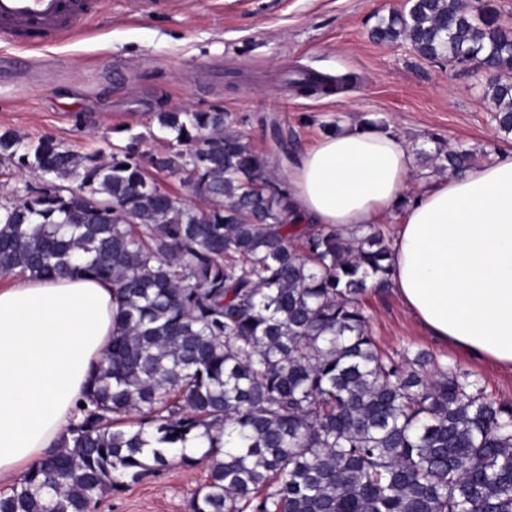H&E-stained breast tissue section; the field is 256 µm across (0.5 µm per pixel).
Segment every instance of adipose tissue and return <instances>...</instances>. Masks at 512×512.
I'll use <instances>...</instances> for the list:
<instances>
[{"label":"adipose tissue","mask_w":512,"mask_h":512,"mask_svg":"<svg viewBox=\"0 0 512 512\" xmlns=\"http://www.w3.org/2000/svg\"><path fill=\"white\" fill-rule=\"evenodd\" d=\"M405 135L346 123L296 157L292 215L353 230L392 214L390 283L456 351L512 370V150L411 187ZM110 282L8 276L0 285V483L58 446L112 341Z\"/></svg>","instance_id":"adipose-tissue-1"}]
</instances>
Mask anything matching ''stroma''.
Instances as JSON below:
<instances>
[{"instance_id": "1", "label": "stroma", "mask_w": 512, "mask_h": 512, "mask_svg": "<svg viewBox=\"0 0 512 512\" xmlns=\"http://www.w3.org/2000/svg\"><path fill=\"white\" fill-rule=\"evenodd\" d=\"M404 0H175L163 11L137 0H104L76 33L27 51L0 44V128L50 137L80 154L109 152L124 128L151 154L167 144L153 120L163 110L212 108L242 120L250 147L283 178L290 156L314 145L333 122L376 120L420 148L438 135L483 160L512 150L485 80L474 65L427 60L408 42L378 43L369 32ZM309 71L355 74L329 97L297 95ZM365 313L390 352L425 351L471 374L487 394L512 403V371L438 342L393 289L368 292ZM168 468L106 494L98 512H192L205 465Z\"/></svg>"}]
</instances>
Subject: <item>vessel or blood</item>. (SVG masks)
<instances>
[{
  "label": "vessel or blood",
  "mask_w": 512,
  "mask_h": 512,
  "mask_svg": "<svg viewBox=\"0 0 512 512\" xmlns=\"http://www.w3.org/2000/svg\"><path fill=\"white\" fill-rule=\"evenodd\" d=\"M99 8V0H0V40L39 49L78 31Z\"/></svg>",
  "instance_id": "1"
}]
</instances>
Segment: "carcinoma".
I'll return each instance as SVG.
<instances>
[{
	"label": "carcinoma",
	"instance_id": "carcinoma-1",
	"mask_svg": "<svg viewBox=\"0 0 512 512\" xmlns=\"http://www.w3.org/2000/svg\"><path fill=\"white\" fill-rule=\"evenodd\" d=\"M373 36L423 58L471 59L499 129L512 132V30L494 0H407ZM353 74H308L304 95ZM171 135L78 155L0 130V163L40 174L0 202V275L112 282V343L86 407L0 512H95L108 490L206 449L193 512H512V404L428 353L382 349L362 298L389 287L376 226L347 236L290 224V193L217 110L158 112ZM418 152L438 173L474 152ZM187 183L200 204L162 191Z\"/></svg>",
	"mask_w": 512,
	"mask_h": 512
}]
</instances>
